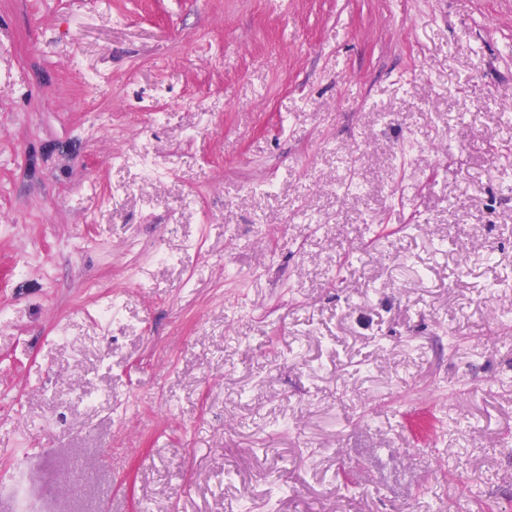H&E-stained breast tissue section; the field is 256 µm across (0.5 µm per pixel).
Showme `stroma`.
<instances>
[{"label":"stroma","mask_w":512,"mask_h":512,"mask_svg":"<svg viewBox=\"0 0 512 512\" xmlns=\"http://www.w3.org/2000/svg\"><path fill=\"white\" fill-rule=\"evenodd\" d=\"M507 112L512 0H0V512H512Z\"/></svg>","instance_id":"obj_1"}]
</instances>
